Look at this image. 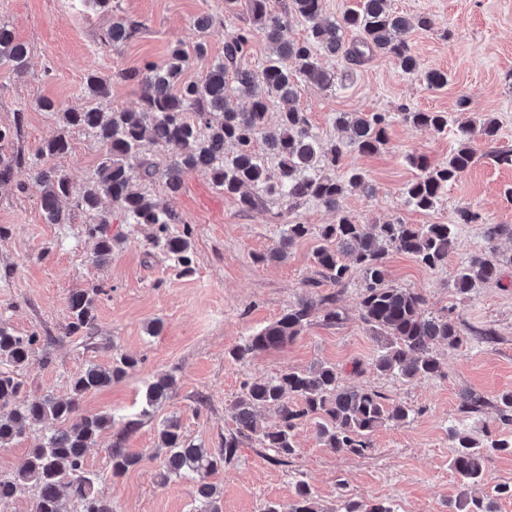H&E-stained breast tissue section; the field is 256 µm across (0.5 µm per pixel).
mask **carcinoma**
Wrapping results in <instances>:
<instances>
[{"instance_id":"cac0c4a2","label":"carcinoma","mask_w":512,"mask_h":512,"mask_svg":"<svg viewBox=\"0 0 512 512\" xmlns=\"http://www.w3.org/2000/svg\"><path fill=\"white\" fill-rule=\"evenodd\" d=\"M248 26L233 32L224 45V60L208 67L196 79H183L191 58L180 45L170 48L162 64L146 63L142 69L122 72V79H134L142 88L141 105L136 110L103 112L98 108L82 111H60L55 102L43 100L38 107L60 114L63 127H82L91 131L106 145V154L97 168L95 180L76 200L75 207L84 215L86 234L93 241V253L99 260L112 254L118 239L108 235L111 223L104 201L122 211L135 224L154 227L151 241L175 259L182 270L192 269L191 228L172 210H160L146 195L132 190L135 181L165 183L174 194L182 186L185 175L193 172L208 176L225 194L236 197L243 209L251 208L256 197L246 191L254 187L269 195L289 199L311 198L337 212L336 222L319 229L324 245L315 252L317 265L324 276L339 287L345 285L356 267L362 275L363 290L359 308L361 319L381 342L374 367L383 374H395L407 381L434 376L441 362L434 355L438 344L454 347L462 341L460 330L451 315L431 316L424 309L425 299L410 288H394L387 284L385 259L388 251L397 250L414 256L428 268L448 261L455 246L454 224H356L340 209V199L350 187L365 183L362 170L352 168L346 179L324 175L336 166L347 151L364 155L380 152L389 142V120L378 112H342L336 125L349 131L347 140H323L312 131L308 113L294 105L297 80L302 79L321 88L332 87L336 74L324 70L319 63L322 54L340 57L358 64L366 57L382 54L396 60L401 70L413 73L419 60L412 52L409 34L416 28L428 27L425 17L412 18L387 9V0H359L343 14L330 20L324 17V0H290L282 13L268 10L267 0H248ZM307 24L306 36H291L293 20ZM140 27L131 19L112 22L104 40L114 49L137 36ZM358 39L346 40L347 32ZM261 35L276 46L261 70L254 72L238 66L255 36ZM27 48L15 41L13 34L0 25V65L16 70L25 67ZM89 92L105 98L110 82L98 75L86 78ZM278 99L288 103L278 113L274 127L268 126L269 104ZM401 119L411 126L437 133L448 130L446 112H416L401 108ZM496 119L481 116L455 125V147L448 161L433 166L423 155H412L409 161L417 170L404 191L407 205L429 211L441 200L448 185L468 170L474 162L470 143L479 135L492 142L498 139ZM279 159L278 171L272 175L255 151L257 140ZM150 143L166 154L160 166L142 157V147ZM233 147L224 156L226 146ZM65 132L46 141L37 150L39 157L66 153ZM24 163L18 152L9 158L0 154V182L10 180L13 168ZM31 186L40 193L41 207L53 224H66L68 217L59 207L61 198L69 196L67 178L54 170L33 166ZM482 224L490 252H495L498 239H512L511 224H488L473 209L457 212L455 224ZM181 224L177 234L170 225ZM308 224L289 223L268 257L283 259L288 248L310 234ZM350 257L345 263L343 256ZM501 280L500 260L486 254L469 257L458 268L454 288L468 294L491 281ZM102 289L94 286L70 294L68 331L94 335L95 309ZM323 322L333 326L343 320L336 306V296L321 299ZM314 305L303 297L290 306L275 322L247 337L231 351V356L244 360L269 349H280L298 336L310 323ZM40 336L32 332L18 336L0 323V360L12 370L0 372V450L12 447L25 428L48 420L56 424L44 442L29 450L23 465L13 474L0 475V507L7 506L18 495L29 493L32 512H68L63 496L80 504V512H112V503L96 490V478L84 471V458L101 434L112 427V416L106 413L80 412L82 397L91 391L111 385L134 372L139 360L122 354L109 368L90 367L70 381L71 394L65 399L29 398L23 383L15 376L29 360ZM342 372L334 364H318L305 371L288 369L270 379L245 384L234 402L236 428L224 434L218 448H204L188 440L178 421L170 419L158 433L155 454L162 457L159 478L163 481L204 477L231 462L238 448L247 440L257 439L261 447L272 452L271 460L285 462L295 451V431L310 417L316 419L318 438L325 448L361 455L370 447V436L387 423H404L412 410L403 403L388 404L380 393L348 388L341 382ZM176 380L171 375L159 377L147 389L149 404L165 400L174 391ZM258 408L272 409L277 422L261 427L255 418ZM452 442L449 467L458 480L455 512H494L492 502L472 494L485 474V461L494 452L512 454V437L482 442L462 429L448 433ZM111 474L122 476L134 468L140 457L123 448L109 449ZM200 503L197 512H222L221 493L206 482L195 486ZM264 512H318L309 484L299 480L292 501L270 503ZM339 512H391L381 502L343 500Z\"/></svg>"}]
</instances>
